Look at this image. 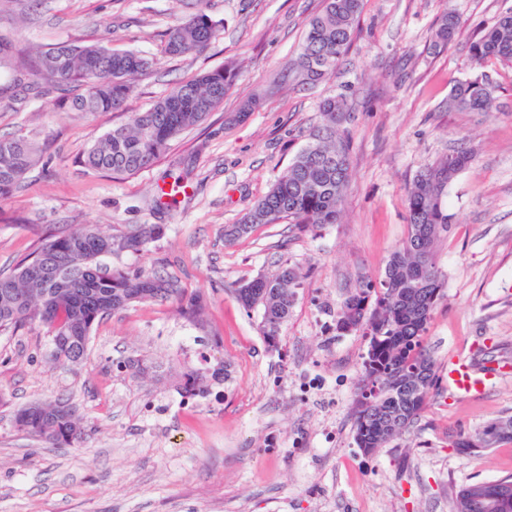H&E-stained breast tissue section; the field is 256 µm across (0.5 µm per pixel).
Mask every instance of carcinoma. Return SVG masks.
<instances>
[{
    "mask_svg": "<svg viewBox=\"0 0 512 512\" xmlns=\"http://www.w3.org/2000/svg\"><path fill=\"white\" fill-rule=\"evenodd\" d=\"M361 0H325L311 17L299 52L283 78L313 88L336 74L356 36ZM219 22L200 6L187 19L169 27L165 51L171 56L198 54L208 48ZM459 18L444 14L435 31L434 47L459 40ZM472 62L495 59L512 66V11L498 16L469 43ZM151 67L149 59L130 51L95 44H65L42 52L28 62L21 50L0 38V69L28 77L43 89L79 93L71 109L96 113L116 110L132 92V79ZM236 74L224 66L177 83L162 100L128 122L113 128L83 155L85 167L102 172L135 174L157 163L188 128L218 108L234 85ZM497 86L478 73L453 83L448 109L483 112ZM321 122L309 134L287 172L240 223L224 227L231 244L261 224L283 218L304 226L340 221L349 181V141L339 133L348 114L342 97L319 105ZM470 153L454 148L412 180L408 192V236L387 260L377 282L363 280L349 292L336 313V332H361L369 339L362 367V386L354 407L355 440L365 453L377 451L410 433L423 412L438 376L423 337L431 314L444 295V279L436 262V243L448 231L451 215L445 206L448 183L466 169ZM39 162L38 148L23 136H0V198L21 187ZM157 235L156 226L142 224L125 233L105 235L86 224L51 240L0 273V328L38 320L49 325L55 356L83 359L94 324L103 316L142 301H175L182 315L197 321L202 307L188 297L178 280L156 271L129 275L107 268L101 259L123 251H138ZM297 269L282 266L269 277L256 278L235 289L238 302L259 312V330L267 347H277L281 330L295 304ZM19 430L52 446L83 439L81 418L67 400L34 401L15 415ZM512 476L485 483L486 498L472 499L469 487L457 494L454 512H512Z\"/></svg>",
    "mask_w": 512,
    "mask_h": 512,
    "instance_id": "1",
    "label": "carcinoma"
}]
</instances>
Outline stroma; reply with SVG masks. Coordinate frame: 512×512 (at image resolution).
<instances>
[{"label":"stroma","mask_w":512,"mask_h":512,"mask_svg":"<svg viewBox=\"0 0 512 512\" xmlns=\"http://www.w3.org/2000/svg\"><path fill=\"white\" fill-rule=\"evenodd\" d=\"M219 21L201 54L173 57L165 33L193 12L189 0H0V35L31 53L75 43L138 52L153 67L122 107L88 114L59 93L28 94L0 72V135L42 149L22 189L0 198V270L46 242L51 230L97 225L119 234L161 232L146 249L107 258L112 269H152L199 296L201 322L176 302L147 301L97 322L77 363L53 356L38 321L0 330V512H452L465 485L512 474V443L471 454L457 440L512 413V67L475 66L469 38L512 0H362L354 46L334 78L299 90L278 77L324 0H205ZM464 36L431 46L443 12ZM234 63L223 105L188 129L152 167L134 175L85 168L82 156L113 127L165 97L174 83ZM485 72L498 85L485 112L446 108L453 81ZM261 106L239 115L242 101ZM346 97L342 129L350 179L339 223L284 219L225 244L235 224L284 175L324 98ZM471 153L449 184L452 222L437 245L444 296L424 343L439 377L404 438L365 455L353 404L368 339L337 335L347 293L379 280L408 234V186L451 147ZM183 178L185 194L158 192ZM295 267L302 275L277 350L233 290ZM498 367L482 392L448 387L449 363ZM210 374L186 396V373ZM319 375L305 396L299 380ZM73 402L83 442L53 448L20 431L16 412L38 399Z\"/></svg>","instance_id":"obj_1"}]
</instances>
